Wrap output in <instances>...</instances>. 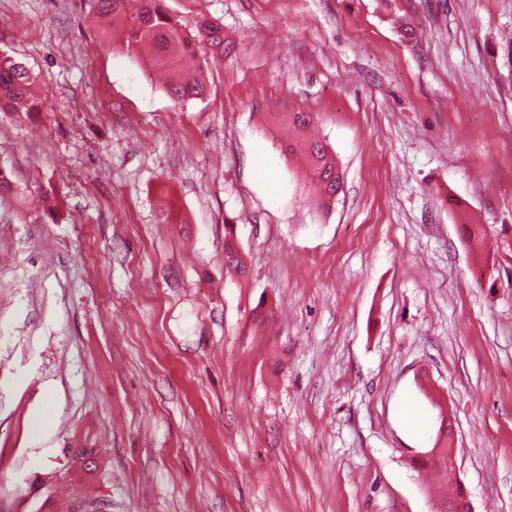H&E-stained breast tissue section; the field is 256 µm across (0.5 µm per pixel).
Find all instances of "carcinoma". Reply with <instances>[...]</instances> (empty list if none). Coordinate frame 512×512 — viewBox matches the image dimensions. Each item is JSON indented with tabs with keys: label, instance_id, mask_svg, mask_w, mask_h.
<instances>
[{
	"label": "carcinoma",
	"instance_id": "cac0c4a2",
	"mask_svg": "<svg viewBox=\"0 0 512 512\" xmlns=\"http://www.w3.org/2000/svg\"><path fill=\"white\" fill-rule=\"evenodd\" d=\"M98 12L120 25L126 48L135 52L141 47L150 51L149 67L168 73L166 91L177 103L203 97L207 92L202 73L211 61L233 52L235 44L224 39V30L213 23L203 22L198 34L192 35L170 14L163 0H139L131 12L129 0H95ZM35 77L21 61L0 56V112H37L39 102L33 91ZM267 116L288 131L283 141L282 155L298 153L303 159L306 176L318 191L321 207L336 200L341 188L342 170L329 143L305 137L315 116L311 112H269ZM224 267L236 275L247 274L235 225L224 220Z\"/></svg>",
	"mask_w": 512,
	"mask_h": 512
}]
</instances>
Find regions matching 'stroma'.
<instances>
[{
	"instance_id": "obj_1",
	"label": "stroma",
	"mask_w": 512,
	"mask_h": 512,
	"mask_svg": "<svg viewBox=\"0 0 512 512\" xmlns=\"http://www.w3.org/2000/svg\"><path fill=\"white\" fill-rule=\"evenodd\" d=\"M165 6L237 44L184 105L93 0H0L40 102L0 118V512H435L445 421L512 512V0ZM297 111L326 211L264 120ZM278 128L288 131V139L283 141L281 153L299 152L303 159L306 176L318 191L321 207L328 208L336 200L341 188L342 170L335 152L328 142L305 137L306 130L315 116L311 112H268ZM224 267L236 276L244 277L247 274V265L235 233V225L229 219L224 222ZM438 444V448H430L429 450L425 452L418 453V456L422 458H437V455L441 454V448H448V427L443 428L442 427V435H440L439 439L436 440V443ZM439 462L441 464H444L446 468L448 467L455 472V457H454V448H448V463L445 461L444 456H440L438 460L428 461V462H422V464L430 463V462ZM452 472L448 469V481H452Z\"/></svg>"
}]
</instances>
